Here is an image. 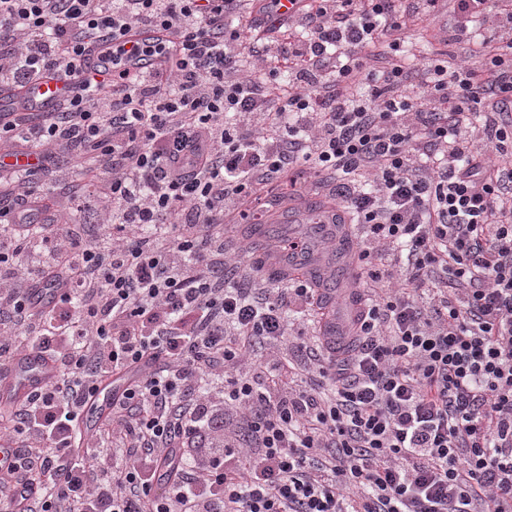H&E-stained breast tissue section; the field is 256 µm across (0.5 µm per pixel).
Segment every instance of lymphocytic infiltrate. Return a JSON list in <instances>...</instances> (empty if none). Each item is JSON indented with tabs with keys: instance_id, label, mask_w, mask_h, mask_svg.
I'll return each instance as SVG.
<instances>
[{
	"instance_id": "lymphocytic-infiltrate-1",
	"label": "lymphocytic infiltrate",
	"mask_w": 512,
	"mask_h": 512,
	"mask_svg": "<svg viewBox=\"0 0 512 512\" xmlns=\"http://www.w3.org/2000/svg\"><path fill=\"white\" fill-rule=\"evenodd\" d=\"M277 2L0 0V85L71 81L39 122L0 114V148L33 158L0 163V361L57 371L0 427V512H512V0H452L455 67L400 53L442 0ZM139 27L172 39L127 45ZM107 39L119 56L88 67ZM61 148L77 172L48 205L29 178ZM296 169L336 179L357 261L387 265L353 282L344 342L238 375L317 303L311 278L224 277L225 217ZM42 285L60 297L39 308ZM128 381L123 375H115L105 381L82 409L77 423V430L81 432L96 424L110 409L112 397L121 391Z\"/></svg>"
}]
</instances>
